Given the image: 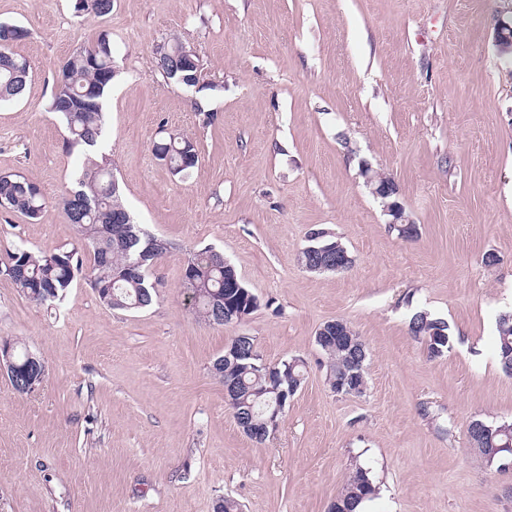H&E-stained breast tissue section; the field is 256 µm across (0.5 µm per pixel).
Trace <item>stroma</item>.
<instances>
[{"label": "stroma", "instance_id": "stroma-1", "mask_svg": "<svg viewBox=\"0 0 512 512\" xmlns=\"http://www.w3.org/2000/svg\"><path fill=\"white\" fill-rule=\"evenodd\" d=\"M75 3L0 0L31 65L24 95L0 102V173L47 201L36 221L0 212V260L80 244L55 202L83 158L48 105L60 64L103 33L119 70L104 101L112 169L171 247L139 311L110 309L84 279L38 304L0 275V339L46 369L28 394L0 371V512H214L224 496L242 512H326L356 463L378 487L369 512H512V468L476 458L466 435L474 419L512 423L496 355L512 311V54L496 29L512 0H113L103 18ZM170 37L197 49L201 88L155 70ZM171 133L197 143L188 176L153 152ZM368 169L396 183L411 236L391 228ZM313 229L352 266L305 270ZM205 247L259 297L245 321L194 312L183 270ZM418 311L448 322L443 356L410 335ZM336 319L368 349L359 397L325 380L315 336ZM242 333L265 364L306 362L262 444L211 372Z\"/></svg>", "mask_w": 512, "mask_h": 512}]
</instances>
